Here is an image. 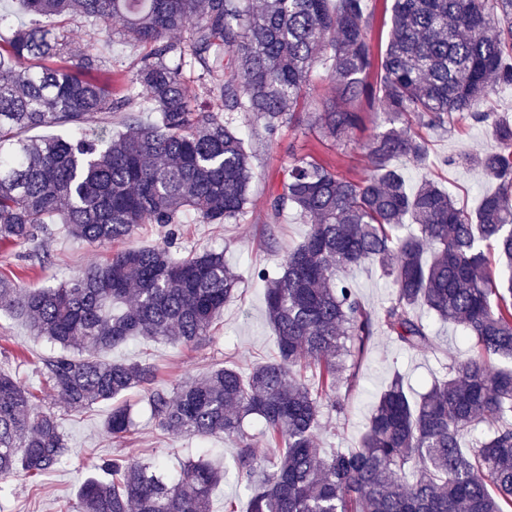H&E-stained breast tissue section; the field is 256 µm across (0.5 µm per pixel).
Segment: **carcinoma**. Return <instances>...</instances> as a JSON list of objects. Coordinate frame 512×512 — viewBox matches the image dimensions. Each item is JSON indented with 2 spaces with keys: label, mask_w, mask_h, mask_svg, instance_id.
Masks as SVG:
<instances>
[{
  "label": "carcinoma",
  "mask_w": 512,
  "mask_h": 512,
  "mask_svg": "<svg viewBox=\"0 0 512 512\" xmlns=\"http://www.w3.org/2000/svg\"><path fill=\"white\" fill-rule=\"evenodd\" d=\"M20 2L47 22L12 28L0 44V247L29 246L31 262L41 259L50 224L105 245L133 238L142 224H179L187 212L201 224L237 219L254 171L231 115L274 135L297 120L319 64L335 96L311 125L341 141L359 121L354 104L385 115L367 145L365 179L298 158L272 193V216L293 209L309 230L276 270L255 271L266 283L276 355L246 377L224 366L169 390L156 386L149 362L99 358L134 337L191 347L209 339L240 284L222 251L181 257L134 246L29 289L0 274V311L60 347L40 367L54 396L73 411L112 405L105 431L117 440L135 426L132 407L118 403L132 389L166 435L234 439L247 512H512V367L503 366L512 363V124H494L496 148L466 158L497 185L472 213L433 182L408 189L393 165L428 158L427 139L403 122L442 129L456 117L490 118V93L512 86V0H392L379 88L367 81V0ZM62 15L119 17L121 34L148 48L123 75L127 94L116 95L97 53L79 49L76 32L54 21ZM187 68L198 71L208 103L192 99ZM131 94L153 122L129 113L105 145L74 135L94 114L125 111ZM35 127L72 135L23 137ZM406 224L417 232L401 234ZM364 263L392 284L378 317L339 275ZM419 307L459 326L473 340L470 353L419 397L395 376L358 446L320 454L323 409L346 412L376 330L409 350L428 348ZM249 416L277 449L271 463L245 430ZM480 426L483 435L462 449ZM67 454L61 418L1 370L0 483L45 475ZM89 468L72 512H211L224 476L202 457L173 481L155 458L114 455Z\"/></svg>",
  "instance_id": "carcinoma-1"
}]
</instances>
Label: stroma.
Returning <instances> with one entry per match:
<instances>
[{
	"mask_svg": "<svg viewBox=\"0 0 512 512\" xmlns=\"http://www.w3.org/2000/svg\"><path fill=\"white\" fill-rule=\"evenodd\" d=\"M113 30L112 42L95 40L96 29L81 20L71 27L79 35L80 45L96 44L105 65L112 68V86L123 91L121 75L134 70L143 54L142 47L118 37L119 19L106 21ZM333 88L324 69H317L310 83L305 113L296 122L279 128L267 136L262 124L235 117V125L244 128L252 144V165L255 178L251 185V201L237 220L224 224H201L187 214L178 227L177 251L186 254L206 248L224 251L225 263L241 278L236 298L227 303L214 335L194 348L179 343L137 338L116 348L103 351L107 360H146L156 368L158 385L172 387L184 378H197L214 366H228L249 373L257 365L270 360L275 353V332L265 315V285L254 275L255 269L278 266L289 249L305 237L308 226L295 211L283 212L278 220L270 218L273 190L282 178V171L295 157L324 164L348 179L361 180L370 172L366 145L383 122L381 113L368 105H358L359 123L342 142L324 138L308 125V112L320 109L331 98ZM493 122L475 123L468 119L455 120L447 130L427 131L430 160L417 164L407 159L396 160L407 187L414 188L430 180L451 189L458 205L475 210L481 196L492 191L481 170L461 164L462 156H475L496 145ZM46 264L24 270L18 250L0 248V273L15 274L23 287H37L44 282L58 283L79 271L106 262L120 251L117 243L92 245L72 238L63 225H56L47 241ZM362 301L373 313L387 305L391 290L381 270L365 264L350 271ZM432 345L424 351L401 347L384 331H377L365 352L359 369V386L351 395L346 418L324 411L318 431L321 452L356 447L367 418L379 395L390 384L394 374H401L406 388L414 393L425 392L434 377L444 373L448 364L467 354L471 341L453 324L426 316ZM52 352L50 343L33 338L26 324L15 317L0 313V370L8 371L28 387L39 384L36 366L40 358ZM142 396L134 392L125 396V403L137 411L134 433L116 441L104 432V422L110 411L104 404L93 405L80 414L67 412L63 403L44 396L43 406L53 409L63 418V426L71 448L69 456L58 468L37 479L16 478L0 490V512H64L66 501L74 499L87 477L88 458H109L123 454L139 458H160L170 474H178L181 464L201 450H210V458L226 467L227 474L213 494L212 512H245L247 493L244 481L234 470L237 445L234 440L217 433L204 438L185 436L170 438L161 433L143 411Z\"/></svg>",
	"mask_w": 512,
	"mask_h": 512,
	"instance_id": "stroma-1",
	"label": "stroma"
}]
</instances>
